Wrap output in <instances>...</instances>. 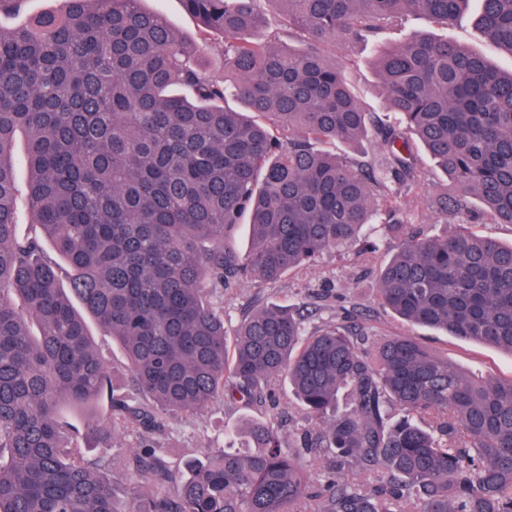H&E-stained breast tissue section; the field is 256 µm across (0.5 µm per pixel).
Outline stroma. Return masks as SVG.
Listing matches in <instances>:
<instances>
[{
	"instance_id": "1",
	"label": "stroma",
	"mask_w": 512,
	"mask_h": 512,
	"mask_svg": "<svg viewBox=\"0 0 512 512\" xmlns=\"http://www.w3.org/2000/svg\"><path fill=\"white\" fill-rule=\"evenodd\" d=\"M445 37L466 47L478 50L499 67H512V57L502 54L487 42L473 25L442 27L422 16L406 18L402 25L389 32L392 40L414 35ZM374 51L364 44H340L336 47L337 63H351L347 75L363 106L380 109L381 91L375 69L371 64ZM358 245H351L324 255L315 263L290 273L281 281L261 285L241 280L217 294L224 307L227 329H235L242 315L252 307L267 302L280 304L305 303V326L313 331L345 321L346 309L355 307L361 312L366 327L374 333L387 336H414L423 341L432 352L446 357L450 366L465 374H479L495 379L512 377V355L493 347L463 341L426 328L410 326L395 314L382 310L375 303L376 279L368 267L358 260ZM280 413L288 416L290 433L296 434L305 426L299 404L287 386L276 390L275 404L257 410L240 403L216 400L202 412L190 417L170 419L165 429L155 434L152 446L173 466H180L189 458H202L217 449L247 446L248 441L237 435L239 424L261 413ZM139 438L131 431H118L112 437L107 451L110 463L108 474L119 500H126L131 477L125 460L136 451Z\"/></svg>"
}]
</instances>
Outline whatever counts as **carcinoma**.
Masks as SVG:
<instances>
[{
  "label": "carcinoma",
  "mask_w": 512,
  "mask_h": 512,
  "mask_svg": "<svg viewBox=\"0 0 512 512\" xmlns=\"http://www.w3.org/2000/svg\"><path fill=\"white\" fill-rule=\"evenodd\" d=\"M145 2L0 24V512H512V378H469L413 336L308 334L277 303L230 340L211 297L382 224L402 245L377 305L512 355V243L470 229L512 224V72L447 39L384 42L409 15L461 25L469 0H183L200 42L224 40L222 77ZM477 24L512 54V0H481ZM338 43L376 47L385 113L330 61ZM407 132L448 176L449 233L411 231L401 199L429 175ZM239 224L243 254L224 247ZM89 319L126 355L122 394ZM281 378L308 422L290 446L271 417L246 423L254 449L178 470L148 445L168 417L263 404ZM104 397L142 441L127 507L106 458L67 444L63 411Z\"/></svg>",
  "instance_id": "cac0c4a2"
}]
</instances>
